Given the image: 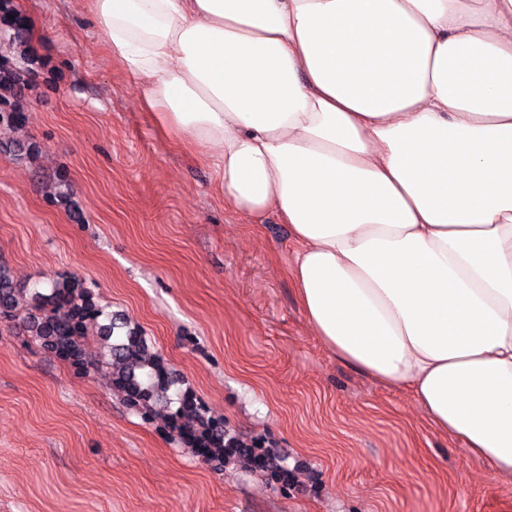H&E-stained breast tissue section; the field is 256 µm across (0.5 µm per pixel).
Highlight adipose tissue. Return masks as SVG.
Listing matches in <instances>:
<instances>
[{
	"mask_svg": "<svg viewBox=\"0 0 512 512\" xmlns=\"http://www.w3.org/2000/svg\"><path fill=\"white\" fill-rule=\"evenodd\" d=\"M157 123L300 250L301 309L512 481V0H90Z\"/></svg>",
	"mask_w": 512,
	"mask_h": 512,
	"instance_id": "obj_1",
	"label": "adipose tissue"
}]
</instances>
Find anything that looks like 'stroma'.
Masks as SVG:
<instances>
[{
	"instance_id": "obj_1",
	"label": "stroma",
	"mask_w": 512,
	"mask_h": 512,
	"mask_svg": "<svg viewBox=\"0 0 512 512\" xmlns=\"http://www.w3.org/2000/svg\"><path fill=\"white\" fill-rule=\"evenodd\" d=\"M88 0H13L0 51L25 121L0 126V264L48 292L75 275L137 328L288 484L217 466L0 318V512H512V483L434 431L408 391L336 359L288 271L298 245L214 189L209 147L159 129Z\"/></svg>"
}]
</instances>
